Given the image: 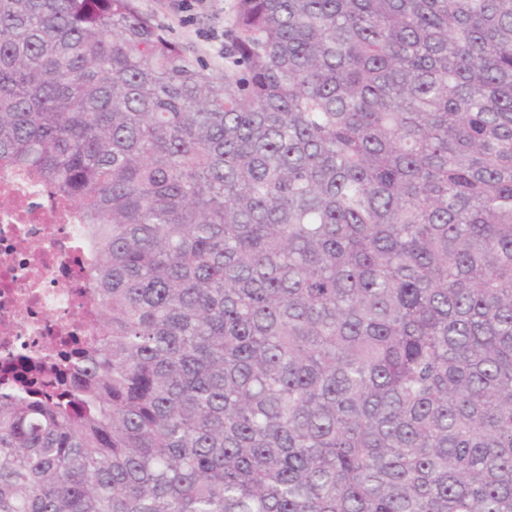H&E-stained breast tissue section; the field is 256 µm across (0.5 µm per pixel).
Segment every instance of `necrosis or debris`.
I'll return each mask as SVG.
<instances>
[{"instance_id": "4bbe7bcc", "label": "necrosis or debris", "mask_w": 512, "mask_h": 512, "mask_svg": "<svg viewBox=\"0 0 512 512\" xmlns=\"http://www.w3.org/2000/svg\"><path fill=\"white\" fill-rule=\"evenodd\" d=\"M89 257L74 210L40 182L0 168V369L88 330Z\"/></svg>"}]
</instances>
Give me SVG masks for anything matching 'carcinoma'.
<instances>
[{"label": "carcinoma", "instance_id": "1", "mask_svg": "<svg viewBox=\"0 0 512 512\" xmlns=\"http://www.w3.org/2000/svg\"><path fill=\"white\" fill-rule=\"evenodd\" d=\"M0 0V166L90 335L0 394V512H512V0ZM135 4L152 15L191 60L202 59L214 76L224 75L222 41L230 28L235 0H210L205 7L182 5L177 0H135Z\"/></svg>", "mask_w": 512, "mask_h": 512}]
</instances>
